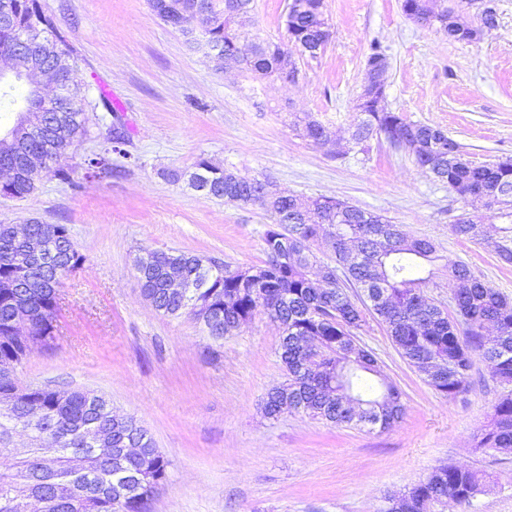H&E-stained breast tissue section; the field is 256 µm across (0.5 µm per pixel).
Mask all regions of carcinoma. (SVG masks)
<instances>
[{
	"label": "carcinoma",
	"instance_id": "obj_1",
	"mask_svg": "<svg viewBox=\"0 0 512 512\" xmlns=\"http://www.w3.org/2000/svg\"><path fill=\"white\" fill-rule=\"evenodd\" d=\"M171 9L160 19L172 27L200 14L210 49L234 55L240 30L248 21L251 0H236L223 10L218 0H152ZM308 9L295 17L287 41L262 42L253 46L244 60L253 73L271 77L280 70L282 58L296 48L300 56L318 57L327 42L319 7L323 0H306ZM9 17V27L0 28V62L21 69L49 60L56 73L66 78L75 74L73 53L56 33L52 17L40 0H0V11ZM445 34L465 41L478 28L490 31L498 25L497 13L489 8L469 16L462 9L447 8ZM30 32L36 42L26 54L12 50L17 35ZM43 115H21L14 126L0 134V165L11 160L13 132L28 123L41 127ZM82 103L57 113L54 127L27 142L32 161L16 169L14 179L0 187V196L22 197L30 193L40 177L42 156L64 158L84 130ZM292 125L300 136L314 143L327 134L321 121L296 116ZM383 137L391 145L414 155L417 165L433 177L448 182L464 201L482 202L490 209L500 195L512 193V163L457 167L448 153L462 146L448 132L432 125L407 120L400 112H358L352 137L361 151L368 150L372 137ZM124 138H108L101 153L89 159V169L112 173V153L121 152ZM190 185L208 198L227 203L266 207L279 234L264 233L266 260L259 266L230 270L223 264L184 251H153L152 266L141 276L144 298L166 316L184 313L200 322L209 336L224 334L265 313L278 323L281 336L278 356L286 372L285 382L266 395L265 413L273 416L286 405L289 411L301 404L305 414L330 424H350L352 416L373 414L385 430L402 419V394L392 383L374 381L375 356L351 343L348 326L361 329L365 320L364 297L381 298L375 306L401 356L415 368L428 372L427 382L440 396L456 399L468 387L472 354L480 352L491 361L502 392L493 405L489 424L482 430L477 447L512 452V304L495 288L477 278L465 264L448 261V292L460 320L443 314L426 299L424 288L433 283L436 271L425 264L440 260L434 244L410 239L401 225L381 215L364 211L337 198L319 196L304 204L283 191L268 201L264 185L257 179L199 160L190 174ZM493 215L502 220L498 238L492 241L500 260L512 264V205ZM59 236L48 249L66 254L67 271L76 269L82 256L75 249L69 229L58 225ZM462 239L489 242L484 224L468 219L450 225ZM286 253L280 261L276 254ZM19 248L0 239V361L25 355L31 343L46 347L56 340L57 296L55 282L41 292L23 287L26 275L15 262ZM180 266L194 286L198 304L168 294L164 270ZM344 266L341 279L336 268ZM40 409L48 423L43 431H27L25 417L31 408ZM112 426V447L98 448L86 441L88 431ZM17 431L28 432L36 444L45 436L62 449L56 465L42 466L35 455L14 456L11 467L0 468V512H18L11 488L20 480L33 500L50 497L57 512H149L150 503L166 481L169 461L155 448L147 430L133 417L117 418L109 401L94 392L79 389L24 387L18 377L0 376V443ZM122 448H137L127 455ZM92 456L95 465L77 469L71 459ZM486 476L471 469L440 465L400 495L390 496L396 512H431L437 504L453 501L466 504L488 486Z\"/></svg>",
	"mask_w": 512,
	"mask_h": 512
}]
</instances>
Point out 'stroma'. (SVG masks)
Returning a JSON list of instances; mask_svg holds the SVG:
<instances>
[{"label":"stroma","mask_w":512,"mask_h":512,"mask_svg":"<svg viewBox=\"0 0 512 512\" xmlns=\"http://www.w3.org/2000/svg\"><path fill=\"white\" fill-rule=\"evenodd\" d=\"M74 52L81 91L109 107L85 112V133L62 159L71 183L45 173L21 198L0 196V223L37 218L69 228L82 265L58 289L57 340L33 350L21 384L86 389L134 416L168 459L151 512H382L435 466L484 470L493 481L471 504L435 512H512V454L482 451L500 387L473 354L470 387L438 395L369 319L358 342L382 379L402 393L394 426H334L303 414L268 417L263 400L285 379L280 331L259 313L213 339L189 315L170 317L144 299L134 269L141 250L190 251L230 268L262 264L271 223L260 206L207 198L175 181L202 158L267 181L270 192L336 197L432 240L512 299V266L486 245L454 236L470 212L413 156L372 139L349 144L350 115L372 44L388 57L387 102L408 120L443 128L471 161L512 159V0H493L498 27L453 41L408 19L401 0H324L332 37L318 58H299L297 82L225 71L202 32L164 24L150 0H41ZM288 0H252L242 46L285 36ZM324 122L330 142L305 140L292 114ZM125 135L119 172L91 178L87 163L111 128Z\"/></svg>","instance_id":"35a3bbf8"}]
</instances>
